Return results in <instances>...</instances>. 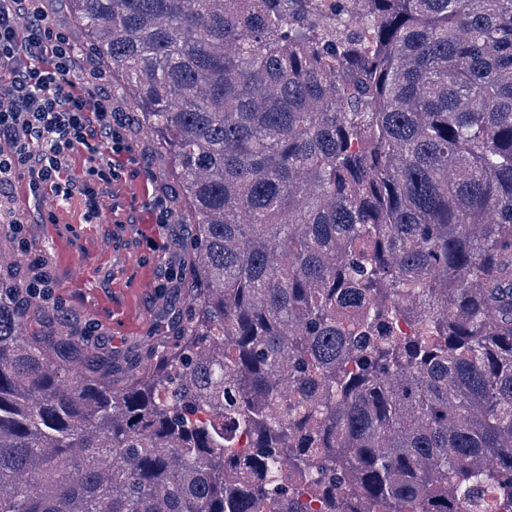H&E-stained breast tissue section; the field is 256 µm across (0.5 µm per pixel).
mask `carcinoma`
Instances as JSON below:
<instances>
[{
	"label": "carcinoma",
	"mask_w": 512,
	"mask_h": 512,
	"mask_svg": "<svg viewBox=\"0 0 512 512\" xmlns=\"http://www.w3.org/2000/svg\"><path fill=\"white\" fill-rule=\"evenodd\" d=\"M69 2L195 288L141 372L0 270V512H512V0Z\"/></svg>",
	"instance_id": "obj_1"
}]
</instances>
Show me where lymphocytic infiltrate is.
<instances>
[{"label":"lymphocytic infiltrate","instance_id":"1","mask_svg":"<svg viewBox=\"0 0 512 512\" xmlns=\"http://www.w3.org/2000/svg\"><path fill=\"white\" fill-rule=\"evenodd\" d=\"M29 2L0 0V143L9 146L0 150V200L23 178L36 202L80 197L90 224L99 217L101 186L118 178L122 156L135 148L111 96L84 88L69 38ZM80 152L88 166L76 183L62 172Z\"/></svg>","mask_w":512,"mask_h":512}]
</instances>
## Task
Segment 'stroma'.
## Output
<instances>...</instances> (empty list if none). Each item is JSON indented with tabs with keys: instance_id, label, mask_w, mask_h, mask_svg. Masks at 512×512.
Segmentation results:
<instances>
[{
	"instance_id": "obj_1",
	"label": "stroma",
	"mask_w": 512,
	"mask_h": 512,
	"mask_svg": "<svg viewBox=\"0 0 512 512\" xmlns=\"http://www.w3.org/2000/svg\"><path fill=\"white\" fill-rule=\"evenodd\" d=\"M54 31L70 37L75 65L100 72L111 86L112 74L99 59L77 22L68 0H38ZM129 136L137 161L104 186L100 217L85 223L80 198L36 205L26 183H18L9 203L0 205V257L11 256L22 266L24 283L45 276L49 285L36 299L52 316L59 331L76 336L89 349L118 357L144 355L170 335L171 323L187 308L192 286V257L187 246L192 218L179 199L166 153L141 121ZM166 195L172 209L167 224L156 221L154 196ZM21 220L20 231L6 230ZM141 253L136 267L124 263L126 251ZM154 281L155 293L140 289Z\"/></svg>"
}]
</instances>
